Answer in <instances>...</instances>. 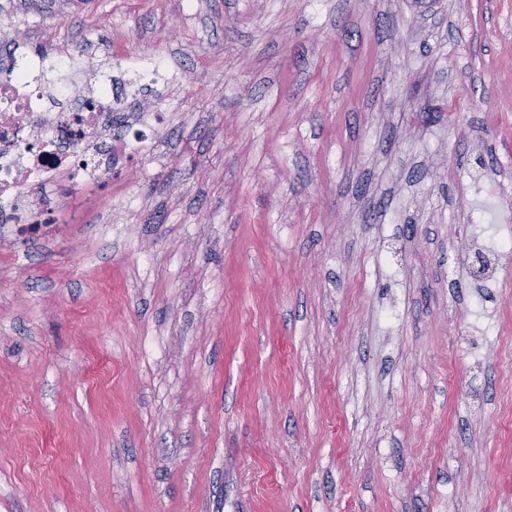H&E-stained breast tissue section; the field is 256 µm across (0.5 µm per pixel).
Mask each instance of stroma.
<instances>
[{"instance_id": "obj_1", "label": "stroma", "mask_w": 512, "mask_h": 512, "mask_svg": "<svg viewBox=\"0 0 512 512\" xmlns=\"http://www.w3.org/2000/svg\"><path fill=\"white\" fill-rule=\"evenodd\" d=\"M1 14L123 104L111 179L0 238V512H512V0Z\"/></svg>"}]
</instances>
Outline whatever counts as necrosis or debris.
Wrapping results in <instances>:
<instances>
[{"label":"necrosis or debris","mask_w":512,"mask_h":512,"mask_svg":"<svg viewBox=\"0 0 512 512\" xmlns=\"http://www.w3.org/2000/svg\"><path fill=\"white\" fill-rule=\"evenodd\" d=\"M42 59H10L0 77V226L20 235L54 213L60 196L45 191L88 187L112 174L111 82L47 88Z\"/></svg>","instance_id":"necrosis-or-debris-1"}]
</instances>
